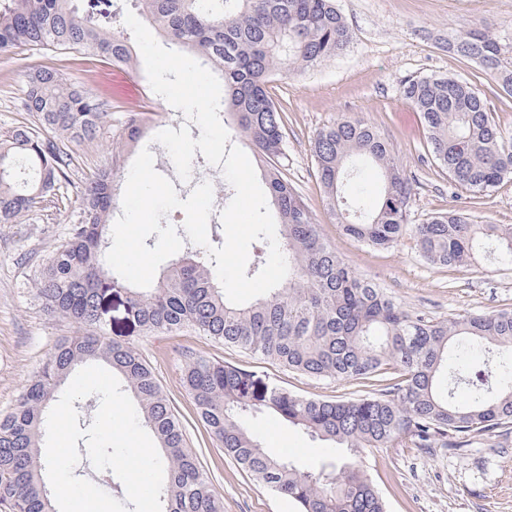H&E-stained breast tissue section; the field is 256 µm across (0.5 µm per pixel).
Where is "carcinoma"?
<instances>
[{"label": "carcinoma", "instance_id": "1", "mask_svg": "<svg viewBox=\"0 0 512 512\" xmlns=\"http://www.w3.org/2000/svg\"><path fill=\"white\" fill-rule=\"evenodd\" d=\"M125 0H0V55L19 47L87 50L123 68L133 62L126 32L114 25ZM163 36L194 52L224 81V109L264 166L288 275L269 294L233 305L207 253L179 255L148 288L135 287L106 262L107 223L117 205V178L160 113L112 123L104 102L58 72H24L20 102L30 123L0 131V225L16 224L39 205L59 202L75 157L70 144L110 135L112 165L87 179L81 220L53 247L34 283L44 309L93 328L64 339L28 381L12 411L0 417V504L10 512H54L44 480L41 441L50 404L74 370L102 363L122 376L140 424L154 434L164 466L162 512H224V498L205 476L155 372L133 345L109 336L98 316L112 291L148 334L192 328L313 379L358 381L375 392L325 400L288 392L251 372L203 356L189 359L182 384L224 453L299 512H386L357 463L366 448L459 450L482 436L512 432V311L467 313L438 321L411 313L359 275L323 239L302 197L288 182L284 110L270 91L275 77L314 68L342 53L351 34L334 0H133ZM512 94V46L472 27L454 39ZM401 95L420 112L434 163L461 188L484 193L512 179V134L488 112L480 93L453 76H410ZM317 177L344 233L375 249L398 245L407 231L411 185L386 141L367 121L344 118L312 143ZM369 164L384 183L371 211L342 200L340 188ZM420 255L432 266L470 264L479 252L512 265V225L477 224L448 212L414 225ZM482 349V368L448 370V348ZM465 386L470 398L454 400ZM273 415L349 451L342 465L320 461L304 470L269 454L261 423Z\"/></svg>", "mask_w": 512, "mask_h": 512}]
</instances>
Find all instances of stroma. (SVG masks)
Segmentation results:
<instances>
[{
  "mask_svg": "<svg viewBox=\"0 0 512 512\" xmlns=\"http://www.w3.org/2000/svg\"><path fill=\"white\" fill-rule=\"evenodd\" d=\"M352 39L346 50L320 66L272 84L271 92L285 109L288 178L299 190L321 228L325 241L363 277L383 288L405 309L436 320L464 313L512 310V266L485 259L467 266L437 268L418 254L411 239L378 251L346 236L333 220L325 189L316 175L311 150L317 132L343 117L372 124L388 142L412 187L408 224L451 210L470 214L481 224H512V180L479 195L455 186L438 168L418 112L404 101L400 83L410 76H454L469 82L483 96L505 131L512 132V96L473 60L450 47L473 24L512 39V0H336ZM54 68L81 81L102 99L109 112H134L144 106L167 115L166 127L185 124L182 111L162 97L145 99L149 86L143 61L119 70L84 51L34 53L18 49L0 56V130L28 121L18 99L25 70ZM144 144L154 168L173 180L180 199L200 183L213 186L210 240H221V211L231 185L220 167L195 155L192 174L181 181L166 149L153 138ZM76 166L62 202L51 209L34 208L16 224L0 226V415L7 414L24 386L64 338L79 327L48 314L32 284L49 250L67 240L80 216L83 182L106 165L112 143L97 140L73 145ZM123 293H113L104 319L111 337L134 344L150 363L164 394L183 423L189 447L197 454L214 490L224 498L225 512H298L294 502L256 481L207 432L194 402L182 385V370L195 355L252 372L289 392L324 399L367 394L357 382L308 378L238 348L224 346L193 329L146 334L126 317ZM262 442L267 451L303 467L321 460L320 441L276 419H266ZM362 465L385 502L386 512H512V433H489L472 447L368 448Z\"/></svg>",
  "mask_w": 512,
  "mask_h": 512,
  "instance_id": "obj_1",
  "label": "stroma"
}]
</instances>
